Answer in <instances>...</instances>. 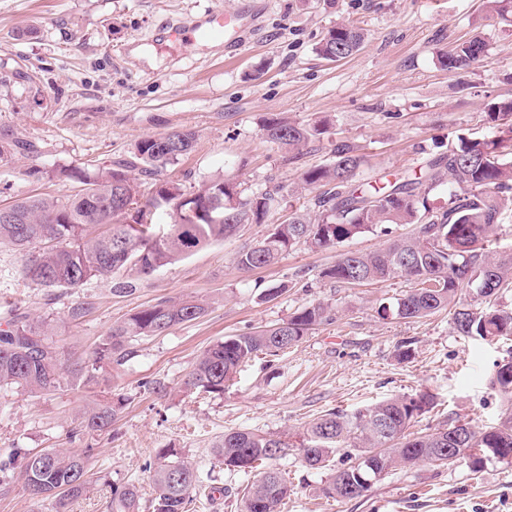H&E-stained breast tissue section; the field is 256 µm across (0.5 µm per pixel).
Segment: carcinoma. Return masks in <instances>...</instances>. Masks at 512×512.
I'll use <instances>...</instances> for the list:
<instances>
[{"instance_id": "carcinoma-1", "label": "carcinoma", "mask_w": 512, "mask_h": 512, "mask_svg": "<svg viewBox=\"0 0 512 512\" xmlns=\"http://www.w3.org/2000/svg\"><path fill=\"white\" fill-rule=\"evenodd\" d=\"M485 8L503 20L512 18V0H487ZM364 41L360 29L339 23L326 32L317 52L337 61L358 51ZM484 51V41L475 37L441 54L440 62L450 69L468 67ZM488 115L497 123L496 135L461 137L448 152L427 159L419 171L392 178L383 175L367 188L355 184L364 156L351 144L337 143L330 164L303 174L306 185L324 188L314 199V216L299 214L271 225L261 241L238 253V267L266 268L298 244L326 249L365 232L386 233L392 225L413 224V235L396 237L382 249L339 254L322 277L345 285L403 278L413 288L397 299V316L422 318L446 309L460 336L488 343L512 341V309L496 304L512 286V251L490 248V237L504 214L512 213V98L490 103ZM263 131L290 152L325 133L319 124L285 117L267 119ZM195 143L194 132L176 130L138 141L134 162L117 161L93 175L67 168L53 171L55 177L77 179L83 188L65 198L33 195L13 201L12 219L0 221V245L27 256L24 276L38 286L78 288L96 279L112 283V291L121 294L132 292L134 283L119 278L120 273L148 276L233 236L242 224L261 222L276 201L275 193L243 198L238 185L222 177L192 192L161 182L153 200L140 203L129 169L139 166L152 176L178 163ZM13 150L34 152L36 145L18 138L10 145L1 144L0 159ZM443 185L448 186V206L436 207L429 193ZM161 207L167 216L166 230L157 233ZM464 285L474 293L467 306L458 297ZM205 312V305L194 301L150 305L113 325L86 359L71 364L53 340L52 318L14 312L0 329V390H55L64 375L73 385H89L104 367L128 360L134 354L133 341L164 335ZM331 320V307L312 303L273 326L226 336L195 362L184 387L220 396L243 364L260 354L276 356ZM490 386L503 401L498 425L479 428L450 419L445 428L414 434L410 428L416 419L436 406L434 396L424 392L390 398L350 414H324L309 423L299 451L310 468L319 469L332 453L351 449L319 487L323 496L336 500L363 496L397 466H452L465 460L478 472L487 460L512 464V350L496 364ZM124 402L123 397L99 401L82 416L81 430L110 431ZM293 447L285 437L247 430L224 433L216 448L226 468L247 473L266 466L245 487L242 512H278L291 489L273 462ZM92 452L91 448L80 452L48 448L36 454L19 450L0 470H19L33 497L54 502L55 512H67L70 501L82 496L90 483ZM156 458L153 512H184L199 483L196 473L178 460L174 448L157 449ZM138 509L135 486H112V512Z\"/></svg>"}]
</instances>
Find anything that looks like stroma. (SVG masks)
Masks as SVG:
<instances>
[{"instance_id": "1", "label": "stroma", "mask_w": 512, "mask_h": 512, "mask_svg": "<svg viewBox=\"0 0 512 512\" xmlns=\"http://www.w3.org/2000/svg\"><path fill=\"white\" fill-rule=\"evenodd\" d=\"M241 0H0V142L19 137L38 150L0 161V204L28 195L64 198L76 180L55 177L64 167L91 172L130 158L135 143L174 130L195 131L193 152L159 177L138 176L140 201L155 194L157 179L187 191L216 177L237 183L242 197L282 186L285 199L259 224L213 242L194 255L135 281L128 294L92 280L76 289L44 288L23 275V257L0 246V321L12 310L52 317L54 339L67 359L85 357L111 327L134 312L176 299L206 304L197 320L132 344L134 355L103 373L100 385L62 384L40 393L0 392V458L15 449H92V483L69 512H112L111 486L139 490V512H153L151 475L160 448L177 449L201 479L187 512H240L237 495L250 473L227 469L214 445L231 430L274 434L299 441L314 418L352 411L398 395L426 391L438 406L414 431L430 432L454 417L494 425L502 402L491 389L503 344L458 336L447 311L420 319L380 315L410 290L397 278L354 288L322 278L340 250L370 252L392 235L372 231L342 248L298 245L278 264L248 271L236 264L271 225L312 210L315 188L303 173L328 163L343 140L369 161L359 179L418 169L448 151L459 136L490 137L496 129L489 103L512 98V22L490 15L483 0H266L243 52L185 34L161 38L166 22L204 23ZM339 22L363 29L359 51L339 60L316 47ZM480 37L486 48L476 64L440 66L438 54ZM301 123L325 121L320 141L288 154L262 131L266 117ZM281 287L268 300V288ZM92 302L79 322L69 307ZM321 302L334 319L279 356L261 355L242 366L217 396L186 390L197 358L218 339L257 331L297 309ZM414 357H396L400 342ZM161 380L165 393L150 384ZM127 406L111 432L80 433V412L107 395ZM293 490L279 512H512V464H429L389 472L364 496H320L327 469L306 466L293 450L276 463ZM219 494H211V487ZM0 512H53L33 498L18 473L0 481Z\"/></svg>"}]
</instances>
